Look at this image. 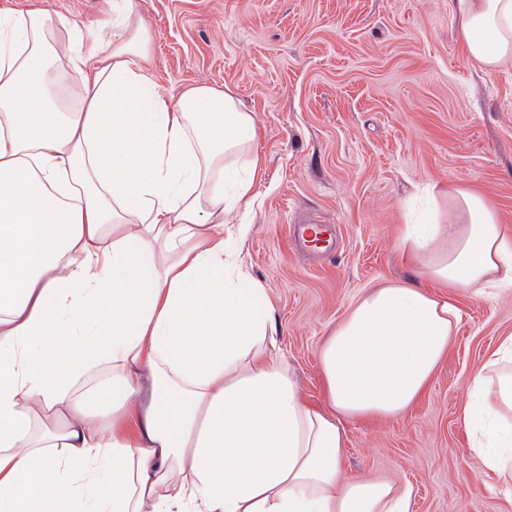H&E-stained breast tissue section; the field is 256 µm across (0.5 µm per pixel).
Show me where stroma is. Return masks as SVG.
I'll use <instances>...</instances> for the list:
<instances>
[{"instance_id":"stroma-1","label":"stroma","mask_w":512,"mask_h":512,"mask_svg":"<svg viewBox=\"0 0 512 512\" xmlns=\"http://www.w3.org/2000/svg\"><path fill=\"white\" fill-rule=\"evenodd\" d=\"M134 2L168 100L228 88L255 116L265 174L238 248L274 304L273 356L326 407L320 347L363 290L412 279L396 248L404 225L447 215L454 185L480 188L512 225V61L469 62L448 0ZM32 9L61 16L65 43L107 36L112 0H0L2 12ZM299 209L328 225L334 254L291 238ZM457 307L421 399L344 421L343 476L409 489L411 512H512V487L487 473L462 423L474 373L512 336V288Z\"/></svg>"}]
</instances>
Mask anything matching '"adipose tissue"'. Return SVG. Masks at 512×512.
<instances>
[{
    "mask_svg": "<svg viewBox=\"0 0 512 512\" xmlns=\"http://www.w3.org/2000/svg\"><path fill=\"white\" fill-rule=\"evenodd\" d=\"M469 60L512 59V0H448ZM107 38L0 15V512H409L342 477L343 420L404 413L445 359L457 296L512 285V230L448 193L410 224L411 281L355 299L320 351L327 409L273 358V304L224 229L263 175L230 90L175 103L133 0ZM75 74L80 88L65 76ZM463 410L512 477V336Z\"/></svg>",
    "mask_w": 512,
    "mask_h": 512,
    "instance_id": "adipose-tissue-1",
    "label": "adipose tissue"
}]
</instances>
